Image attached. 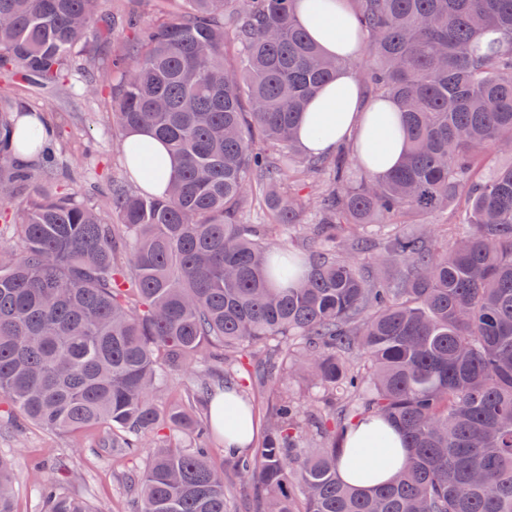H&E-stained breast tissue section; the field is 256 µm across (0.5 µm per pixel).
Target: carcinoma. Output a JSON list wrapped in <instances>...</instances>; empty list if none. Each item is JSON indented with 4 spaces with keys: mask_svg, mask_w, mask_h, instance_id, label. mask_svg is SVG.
<instances>
[{
    "mask_svg": "<svg viewBox=\"0 0 512 512\" xmlns=\"http://www.w3.org/2000/svg\"><path fill=\"white\" fill-rule=\"evenodd\" d=\"M100 2L0 0V75L82 95L77 76L121 32L102 61L117 79L109 132L134 156L125 136L150 128L179 168L160 195L115 181L112 220L67 189L7 209L37 179L20 151H55L30 134L45 119L19 124L23 103L0 88V236L17 241L0 250V413L98 430L116 458L149 448L120 475L134 512H226L203 398L262 347L267 376L306 377L317 406L306 416L278 395L254 454L225 449L256 477L259 512H512V0H347L364 63L326 54L299 0H148L153 25ZM365 67L406 145L380 175L298 142L311 95ZM441 209L457 213L445 242L430 221ZM304 225L318 248L299 254L285 230ZM229 405L222 435L254 415L237 389ZM370 416L400 432L409 461L356 488L337 462ZM15 483L0 457V512H15ZM43 499L44 512H91L51 480Z\"/></svg>",
    "mask_w": 512,
    "mask_h": 512,
    "instance_id": "1",
    "label": "carcinoma"
}]
</instances>
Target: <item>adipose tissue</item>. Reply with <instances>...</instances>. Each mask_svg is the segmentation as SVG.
Instances as JSON below:
<instances>
[{
  "mask_svg": "<svg viewBox=\"0 0 512 512\" xmlns=\"http://www.w3.org/2000/svg\"><path fill=\"white\" fill-rule=\"evenodd\" d=\"M328 13L330 23L310 25L312 37L324 51L330 53L359 54L361 45L355 36L339 38L337 23H348L350 17L343 0H335ZM382 119L379 105L363 107L358 82L350 72L337 74L336 78L320 87L311 96L303 117V130L299 140L309 152L320 154L333 151L339 141L350 135H357L362 158L370 159L374 173L381 174L395 167L405 150L403 141L382 135L378 125ZM128 138L149 148L156 164L145 173L136 174L135 179L142 189L149 192L162 191L172 179L176 163L164 143L149 129L141 128L129 133ZM376 420L367 419L351 429L344 442L345 447L370 463L372 485L392 481L408 462V450L398 432H391L394 457L387 465L374 464L375 453L370 442L375 432Z\"/></svg>",
  "mask_w": 512,
  "mask_h": 512,
  "instance_id": "adipose-tissue-1",
  "label": "adipose tissue"
}]
</instances>
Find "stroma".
<instances>
[{"label":"stroma","instance_id":"1","mask_svg":"<svg viewBox=\"0 0 512 512\" xmlns=\"http://www.w3.org/2000/svg\"><path fill=\"white\" fill-rule=\"evenodd\" d=\"M24 104L45 112L63 146L76 178L72 190L108 202L112 180L122 176V156L117 139L104 135L108 115L103 97L68 96L52 88L18 86ZM246 389L253 401L257 422H264L272 400L287 392L305 398L304 379L267 378L259 364H252ZM0 454L15 463L18 512H43L41 489L45 478L60 477L68 490L83 497L93 512H132V497L113 472L110 452L100 448L98 436L81 432L60 436L24 420L0 428Z\"/></svg>","mask_w":512,"mask_h":512}]
</instances>
